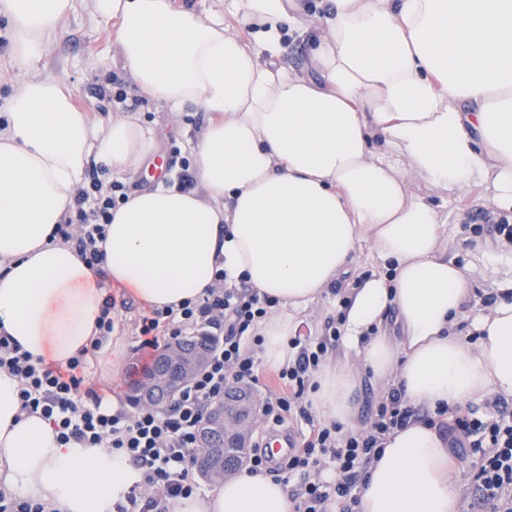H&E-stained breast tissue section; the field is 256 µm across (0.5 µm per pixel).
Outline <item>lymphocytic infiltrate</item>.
<instances>
[{"label": "lymphocytic infiltrate", "mask_w": 512, "mask_h": 512, "mask_svg": "<svg viewBox=\"0 0 512 512\" xmlns=\"http://www.w3.org/2000/svg\"><path fill=\"white\" fill-rule=\"evenodd\" d=\"M100 173V167L89 169L65 223L55 229L96 272L104 260L99 245L107 239L112 212L126 203L130 192L127 184L102 180ZM216 279L217 287L206 289L199 301L178 309L155 308L139 319L144 349L157 348L160 336L173 339L204 328L218 338L204 368L163 410L146 405L132 413L103 409L99 396L83 387L89 351L79 350L66 367H48L35 362L13 337L0 333V371L19 380L21 411L48 421L60 445L122 451L140 474V483L115 504L114 512H172L179 500L197 495L198 431L211 406L230 387L260 385V363L253 351L260 341L256 327L274 302L247 282L226 285L224 272H217ZM341 327V321L330 320L321 336L292 340L294 356L277 373L281 389L265 398L258 417L267 428L299 419L307 429L278 468L260 446H252L248 472L294 482L293 512H355L366 468L381 453L386 435L420 420L447 434L456 457L475 459L469 473L471 507L512 512V407L504 398L490 401L489 413L482 416L472 406L459 404H442L422 415L403 389L394 387L376 402L363 428L346 432L336 423L315 422L308 393L329 353L339 347ZM328 466L336 469V481L322 480Z\"/></svg>", "instance_id": "lymphocytic-infiltrate-1"}]
</instances>
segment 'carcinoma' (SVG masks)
I'll return each instance as SVG.
<instances>
[{
	"instance_id": "cac0c4a2",
	"label": "carcinoma",
	"mask_w": 512,
	"mask_h": 512,
	"mask_svg": "<svg viewBox=\"0 0 512 512\" xmlns=\"http://www.w3.org/2000/svg\"><path fill=\"white\" fill-rule=\"evenodd\" d=\"M180 342L190 350H203L209 353L216 343V337L208 332H198L181 337ZM176 396L175 392L164 391L150 396L146 401L139 396L133 397V400L137 404L148 402L153 407L163 410ZM256 409L252 393L242 387L228 389L224 394V400L212 408L205 424L208 438H199L200 472L203 478H208L209 470L217 463L224 466V472L230 473L247 461L248 433L243 426L253 417Z\"/></svg>"
}]
</instances>
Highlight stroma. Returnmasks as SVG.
Returning <instances> with one entry per match:
<instances>
[{
    "mask_svg": "<svg viewBox=\"0 0 512 512\" xmlns=\"http://www.w3.org/2000/svg\"><path fill=\"white\" fill-rule=\"evenodd\" d=\"M116 27V21L95 18L88 0H74L73 11L38 62L41 77L59 82L64 90L72 93L75 105L96 122L108 120L114 111L110 101L96 98L94 89L108 74L122 70L113 41ZM128 95L136 100L130 108L131 114L152 126L157 154L162 158L167 156L171 142L188 145L209 119L208 112L199 106L172 113L161 104L140 97L136 89H129ZM407 182L413 193L447 205L452 236L445 247L450 256L466 266L472 303L476 309H483L485 298L497 294L500 283L512 278V273L504 268L494 269L484 258L485 253L495 250L496 240L487 234L474 235L470 230L471 225L479 223L482 208L467 200L450 199L446 191L417 174H408ZM112 295L116 300L112 341L123 352L125 368L113 372L109 357L103 352L92 358L87 375L93 390H108L127 401L132 395L130 367L149 364L155 352L138 346L136 323L144 313L142 304L124 288L113 289Z\"/></svg>",
    "mask_w": 512,
    "mask_h": 512,
    "instance_id": "1",
    "label": "stroma"
}]
</instances>
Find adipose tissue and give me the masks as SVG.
Returning a JSON list of instances; mask_svg holds the SVG:
<instances>
[{
	"mask_svg": "<svg viewBox=\"0 0 512 512\" xmlns=\"http://www.w3.org/2000/svg\"><path fill=\"white\" fill-rule=\"evenodd\" d=\"M115 19L120 60L142 94L212 117L192 143L198 187L137 190L112 213L102 268L145 306L180 308L217 269L277 299L262 358H292L297 316L328 296L353 254L376 264L351 289L341 346L309 397L355 427L363 373L415 406L512 397V300L470 307L467 270L443 247L448 218L412 193L413 172L494 214L512 211V0H321L316 77L285 66L283 40L309 0H229L200 15L172 0H90ZM73 0H0L26 80L0 115V332L63 365L91 348L104 290L63 223L91 164L134 177L156 150L133 115L93 122L37 74ZM477 335L469 343V335ZM0 372V481L61 512H112L138 480L109 448L61 446L22 414ZM462 464L420 422L387 436L359 512H456ZM287 488L240 472L174 512H292Z\"/></svg>",
	"mask_w": 512,
	"mask_h": 512,
	"instance_id": "adipose-tissue-1",
	"label": "adipose tissue"
}]
</instances>
